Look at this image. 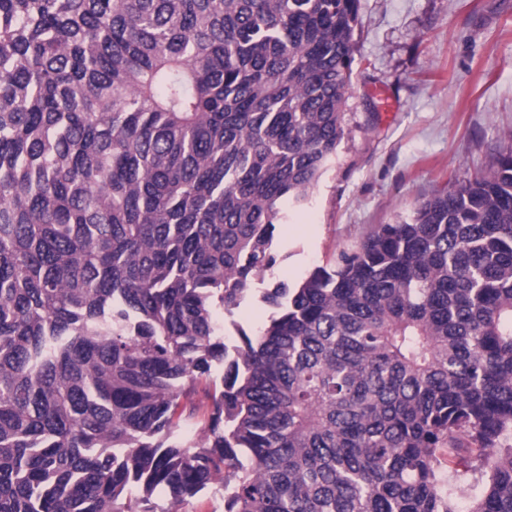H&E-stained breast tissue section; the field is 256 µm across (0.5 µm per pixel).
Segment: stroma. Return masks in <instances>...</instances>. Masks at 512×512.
<instances>
[{
  "label": "stroma",
  "instance_id": "obj_1",
  "mask_svg": "<svg viewBox=\"0 0 512 512\" xmlns=\"http://www.w3.org/2000/svg\"><path fill=\"white\" fill-rule=\"evenodd\" d=\"M354 39L336 161L276 227L291 284L512 148V0H360Z\"/></svg>",
  "mask_w": 512,
  "mask_h": 512
}]
</instances>
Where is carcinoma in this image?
<instances>
[{"label": "carcinoma", "mask_w": 512, "mask_h": 512, "mask_svg": "<svg viewBox=\"0 0 512 512\" xmlns=\"http://www.w3.org/2000/svg\"><path fill=\"white\" fill-rule=\"evenodd\" d=\"M358 11L0 0V512H512V148L270 278ZM272 309L260 301L242 308L235 319L247 330L256 329L264 324L271 315Z\"/></svg>", "instance_id": "cac0c4a2"}]
</instances>
